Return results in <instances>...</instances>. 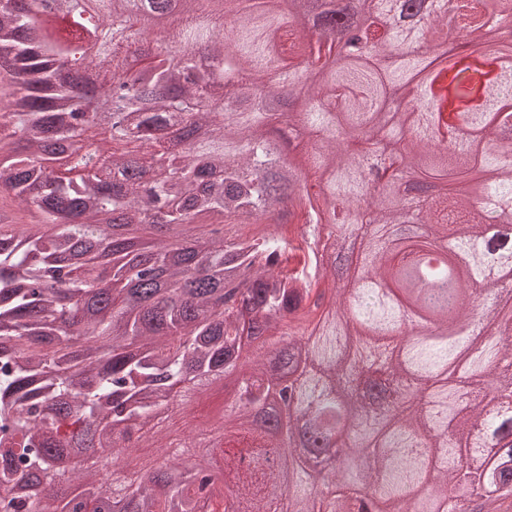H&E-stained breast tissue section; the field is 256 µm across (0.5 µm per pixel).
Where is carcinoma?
Instances as JSON below:
<instances>
[{"label":"carcinoma","instance_id":"cac0c4a2","mask_svg":"<svg viewBox=\"0 0 512 512\" xmlns=\"http://www.w3.org/2000/svg\"><path fill=\"white\" fill-rule=\"evenodd\" d=\"M402 1L288 0L285 20L272 0L260 10L253 0H186L169 16V47L150 51L144 17L171 0H142L145 15L127 18L142 32L136 48L111 29L114 0H95L97 24L70 0L0 9V74L19 87L0 115V203L28 211L20 223L0 213V512H400L410 497L417 512L448 502L452 512H497L476 509V493L493 476L487 457L512 462V373L499 370L512 328L490 315L484 230L466 216L475 201L492 218L512 206V141L498 137L486 104L463 113L465 134L441 124L448 98L474 101L496 83L442 40L451 28L482 39L485 18L508 20L512 0H456L432 23L428 34L456 62L426 114L386 109L436 64L397 54L423 35L398 24ZM228 12L238 21L227 33ZM301 16L314 27L349 19L356 53L339 57L336 42L297 28ZM75 39L99 46L89 64L101 86L122 89L123 121L101 139L92 171L71 176L57 168L59 149L97 112L67 69ZM224 41L219 73L184 55ZM130 58L140 65L131 77ZM225 76L234 98L207 109ZM260 85L269 96L288 90L277 127ZM295 124L311 135L304 163L280 169L282 127ZM438 137L449 147L435 149ZM157 153L167 168H154ZM402 167L416 182L468 189L410 206ZM285 196L303 226L288 236L247 230ZM409 219L433 226L429 242L387 233ZM320 224L336 226L333 242L318 244ZM147 229L150 241L137 236ZM349 234L366 239L362 283L323 311V254ZM440 236L471 254L472 289L457 312L448 289L422 292L408 263ZM379 278L396 295L380 294ZM402 301L444 334L399 341ZM481 307L492 334L473 350L457 325ZM286 324L298 339L282 350L275 337ZM276 363L294 389L281 413L269 406ZM219 374L234 390L210 446L187 460L150 458L132 480L122 466L108 480L90 461L76 476L85 485L65 501L52 494L70 448H110L118 462L134 452V434L169 448L168 435L139 425L200 399ZM337 410L354 422L338 462L320 446L336 435L324 416ZM307 452L326 471L311 470Z\"/></svg>","mask_w":512,"mask_h":512}]
</instances>
